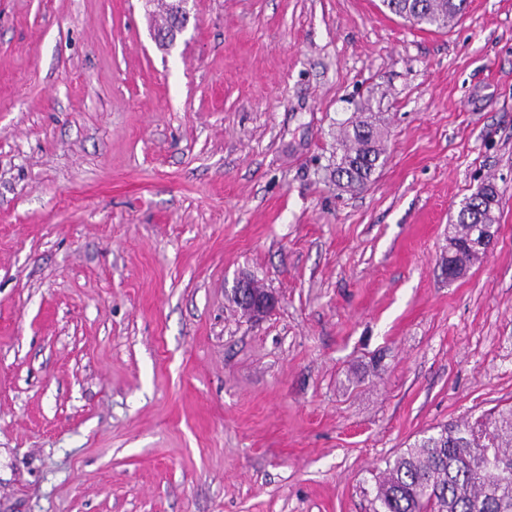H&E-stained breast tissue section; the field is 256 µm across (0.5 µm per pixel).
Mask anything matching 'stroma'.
Segmentation results:
<instances>
[{"label":"stroma","instance_id":"1","mask_svg":"<svg viewBox=\"0 0 512 512\" xmlns=\"http://www.w3.org/2000/svg\"><path fill=\"white\" fill-rule=\"evenodd\" d=\"M187 8L163 50L154 0H0V512H370L386 460L512 404V0ZM371 112L385 162L338 187ZM393 14L403 18V13L418 14L425 24L437 29H446L461 16L467 0H382ZM499 205V194L491 182L479 186L477 193L473 192L462 200L456 220L453 222V232L449 236L448 256L442 257L441 269L445 274L448 269L450 276H460L468 264L488 253L495 241L496 231L483 232L489 225L496 223L495 210ZM483 232L474 238L473 247L481 252L472 251L470 243L472 236ZM234 294L240 302V309L251 316L260 317L267 313L275 304V298L266 290L261 296H252L246 281H240L234 288ZM244 309V310H243ZM244 312V314H245Z\"/></svg>","mask_w":512,"mask_h":512}]
</instances>
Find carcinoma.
I'll use <instances>...</instances> for the list:
<instances>
[{
    "instance_id": "1",
    "label": "carcinoma",
    "mask_w": 512,
    "mask_h": 512,
    "mask_svg": "<svg viewBox=\"0 0 512 512\" xmlns=\"http://www.w3.org/2000/svg\"><path fill=\"white\" fill-rule=\"evenodd\" d=\"M393 14H417L446 29L468 0H382ZM381 148L371 123L345 131L338 178L365 185L380 166ZM499 194L491 182L462 200L441 269L459 276L480 254L472 236L496 223ZM372 512H512V407L434 428L386 463L374 477Z\"/></svg>"
}]
</instances>
